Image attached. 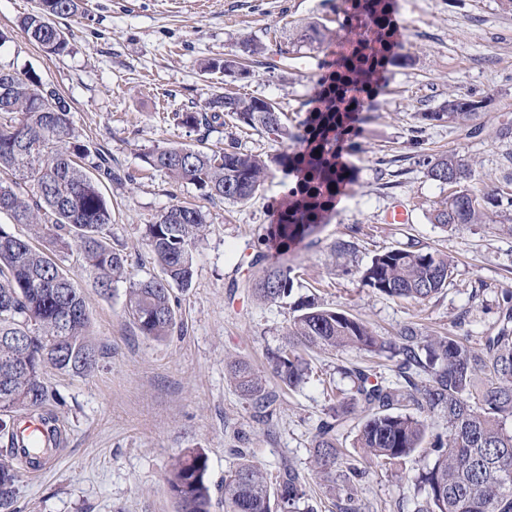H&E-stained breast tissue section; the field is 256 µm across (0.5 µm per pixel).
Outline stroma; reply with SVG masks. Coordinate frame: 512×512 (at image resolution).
Instances as JSON below:
<instances>
[{
    "mask_svg": "<svg viewBox=\"0 0 512 512\" xmlns=\"http://www.w3.org/2000/svg\"><path fill=\"white\" fill-rule=\"evenodd\" d=\"M32 6L33 0H0V31L7 35L0 65L35 70L56 87L76 134L111 156L117 178L106 191L110 241L141 278L161 274L144 239L146 224L173 204L199 200L194 186L147 169L145 154L231 140L241 152L261 156L300 147L231 120L189 129L179 113L203 111L207 99L229 87L275 102L299 131L325 76L318 59L354 37L324 0H86L84 14L58 19L71 51L55 56L20 29ZM391 19L398 56L383 70L367 118L356 123L342 153L351 181L326 224L283 257L295 276L287 299L260 301L245 286L257 271L251 259L258 240L277 223L296 184L280 167L248 203L206 204L208 228L194 251L193 281L172 291L177 327L166 340L143 336L126 317L125 284L101 295L77 255L59 256L82 291L100 358L86 374L48 370L65 444L50 471H21L15 512H177L165 475L185 448L209 456L213 512H224L221 486L238 448L269 473L291 466L310 505L336 512L315 477L312 443L343 402L351 419L341 440L360 456L354 441L364 412L352 401L346 371L370 366L391 380L393 363L353 347L307 348L304 382L279 390L266 354L284 345L296 305L312 299L347 312L387 341L406 325L474 342L494 330L502 298L512 293V207L500 205L481 224H434L432 213L448 188L425 176L423 161L444 153L462 159L471 172L466 185L478 193L512 176L504 165L512 153V9L502 0H393ZM311 21L325 24L330 37L299 45L297 33ZM245 39L263 48L250 59L248 79L229 84L224 75L201 71V62L234 53ZM455 97L479 107L454 122L422 120ZM400 200L410 203L411 221L386 223L388 208ZM342 240L354 242V250L337 251ZM410 245L448 255L454 264L448 288L413 301L363 285L359 271L373 255ZM234 360L267 376L276 394L270 415L256 413L236 390L226 370ZM434 458L426 445L394 466L371 465L358 489L364 512H416L422 500L416 476Z\"/></svg>",
    "mask_w": 512,
    "mask_h": 512,
    "instance_id": "1",
    "label": "stroma"
}]
</instances>
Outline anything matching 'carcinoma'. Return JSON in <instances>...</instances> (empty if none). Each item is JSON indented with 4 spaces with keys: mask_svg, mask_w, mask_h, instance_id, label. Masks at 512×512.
Masks as SVG:
<instances>
[{
    "mask_svg": "<svg viewBox=\"0 0 512 512\" xmlns=\"http://www.w3.org/2000/svg\"><path fill=\"white\" fill-rule=\"evenodd\" d=\"M390 9L391 0H345L342 12L356 40L349 53L333 62L320 111L303 121L301 133L288 129L274 103L232 92L207 102L209 115L179 114L180 123L189 128L209 117L227 116L280 139H296L303 144L301 150L264 158L231 144L221 151L176 145L155 149L144 162L193 185L211 203H246L272 167L297 169L303 173L300 190L288 201L271 235L285 250L313 235L336 193L351 179V171L338 163L340 143L349 132L346 116L393 58ZM81 11L83 0H34L21 30L45 53L61 55L69 52L70 41L55 19ZM326 37L322 23L310 22L301 28L298 40L312 46ZM260 50V45L243 40L237 54L212 58L203 71L244 80L250 72L239 58ZM475 110L474 101L456 98L436 112L423 113L422 119L453 121ZM426 174L451 187L434 213L435 223L446 228L478 224L502 198L512 201V181L491 193L465 187L470 173L451 155L428 160ZM114 177L110 156L74 133L70 109L55 87L33 70L19 74L0 66V216L31 230L22 237L0 224V337H21L16 343H0V512H14L19 467L37 470L43 465L19 445L20 426L27 420L41 423L48 457L63 443L45 372L51 368L81 374L97 364L83 295L56 262L55 252H77L82 272L104 294H112L118 282L129 283L125 313L142 335L154 339L169 336L175 327L172 287L184 289L192 283L196 241L207 224L202 207L173 204L145 225L162 277L136 279L126 256L108 239L112 208L103 187ZM33 236L49 238L55 252L36 247ZM291 273L284 263L269 262L249 281L252 295L270 302L288 297ZM451 277L448 256L411 246L379 252L361 271L364 285L400 300H426L448 287ZM398 339L392 351L397 382H374L366 367L348 370L354 400L366 412L356 435L362 458L373 464L400 462L430 437L436 458L419 471L424 499L417 512H512V429L506 428V419L512 417V295H505L496 333L478 345L459 336L429 337L413 326L401 328ZM312 346L377 353L387 342L358 318L308 303L290 324L285 346L269 355L281 388L291 390L303 380L300 348ZM422 372L430 377L426 385L417 381ZM228 374L257 413H269L274 395L250 363L234 361ZM406 401L417 406V413L393 412ZM435 411L446 420L436 432L427 422ZM347 414L342 407L332 421L322 423L313 444V464L334 492L337 512H361L357 486L367 466L344 458L338 433ZM239 458L224 477V512H299L306 489L292 467L284 466L272 478L246 452H239ZM208 468L201 448L185 449L172 464L166 483L178 512H212Z\"/></svg>",
    "mask_w": 512,
    "mask_h": 512,
    "instance_id": "obj_1",
    "label": "carcinoma"
}]
</instances>
